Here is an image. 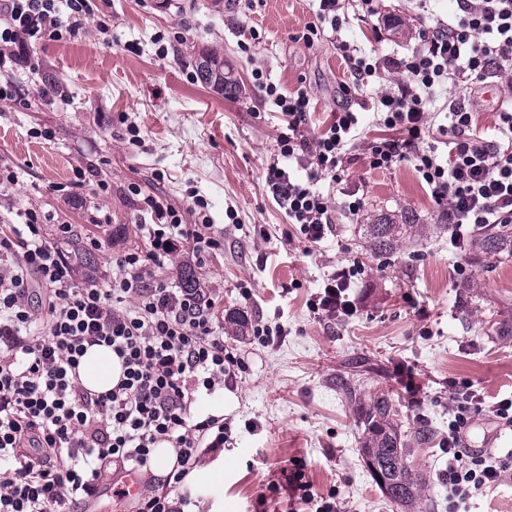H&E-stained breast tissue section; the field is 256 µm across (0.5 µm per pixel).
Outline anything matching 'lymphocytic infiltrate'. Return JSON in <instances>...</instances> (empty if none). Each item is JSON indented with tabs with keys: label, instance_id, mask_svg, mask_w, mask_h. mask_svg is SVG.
Wrapping results in <instances>:
<instances>
[{
	"label": "lymphocytic infiltrate",
	"instance_id": "lymphocytic-infiltrate-1",
	"mask_svg": "<svg viewBox=\"0 0 512 512\" xmlns=\"http://www.w3.org/2000/svg\"><path fill=\"white\" fill-rule=\"evenodd\" d=\"M345 0H318L315 20L296 34L314 45L325 32L348 21ZM90 11L89 0H0V99L17 97L10 77L31 64L41 39L76 34ZM419 43L401 57L373 58L339 41L354 77L344 96L376 80L377 124L399 139L369 143V164L390 169L412 160L442 205L456 242L492 224H512V0H457L447 20L421 25ZM400 75L390 85L391 75ZM253 84L287 118L276 139L275 159L265 182L289 223L311 242L332 228L333 202L318 184L342 182L343 158L357 138L359 118L343 109L320 133H312L311 99L305 89L285 94L253 71ZM478 91L495 85L504 93L492 138L477 133L469 99L448 96V119L440 126L447 157L422 149L426 105L437 87ZM297 159L305 172L286 165ZM18 177L0 163V208L15 209ZM128 192L145 219L141 242L110 256L101 277L78 280L63 249L72 225L49 224L41 207L15 209L17 223L0 225V512H77L99 495L111 472L150 471L152 451L166 442L176 450L169 474L181 483L204 451L225 442L223 419H197V393L234 386L238 359L224 351L214 313L220 291L183 288L160 272L184 255L202 261L222 250L224 236L212 224L210 202L188 190L189 212L163 197ZM353 268L336 270L309 302L315 314L350 317L356 307L347 291ZM106 346L121 360L123 376L112 390L94 393L79 381L88 347ZM512 425V397L486 404L470 386L452 396L448 422V467L441 475L447 512H472L475 499L512 481V449L468 450L460 433L484 408Z\"/></svg>",
	"mask_w": 512,
	"mask_h": 512
}]
</instances>
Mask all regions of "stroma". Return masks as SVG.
Masks as SVG:
<instances>
[{"label": "stroma", "instance_id": "obj_1", "mask_svg": "<svg viewBox=\"0 0 512 512\" xmlns=\"http://www.w3.org/2000/svg\"><path fill=\"white\" fill-rule=\"evenodd\" d=\"M370 21L350 19L340 39L377 55L402 56L416 44L419 20L447 19L454 0H377ZM310 0H93L77 35L39 43V71L22 68L12 81L32 99L0 100V160L14 167L16 207L47 206L56 222L88 236L98 229L89 211L108 216L107 257L134 246L136 207L129 184L187 207L195 188L211 202L209 215L224 248L205 257L200 283L222 289L224 346L240 357L237 386L224 390V512H310L288 487L303 469L314 498L336 512H404L373 479L360 450L362 428L345 390L363 400L388 394L401 411L399 431L427 430L415 452L434 512H445L440 475L448 466L444 441L453 388L466 383L486 403L512 395V238L499 261L484 267L479 251L459 249L442 206L412 162L374 169L368 142L375 86L352 100L362 133L348 154L342 182L322 192L363 198L358 216L337 213L325 238L309 242L273 199L265 169L284 127L279 110L252 84L262 68L285 91L306 88L312 129L342 108L350 74L336 47H313L293 36L314 22ZM107 30H100V23ZM259 40L239 44L250 30ZM184 41H174V33ZM220 52L238 80L237 97L190 79L203 54ZM142 143L124 139L126 123ZM47 128L51 139L33 137ZM106 180L62 197L75 167ZM401 225L393 247L378 252L371 227ZM359 273L348 290L357 311L348 318L311 312L309 301L340 267ZM263 329V336L252 333ZM413 376L417 395L402 381ZM512 446V427L479 414L461 436L466 448Z\"/></svg>", "mask_w": 512, "mask_h": 512}]
</instances>
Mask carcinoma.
<instances>
[{
    "instance_id": "1",
    "label": "carcinoma",
    "mask_w": 512,
    "mask_h": 512,
    "mask_svg": "<svg viewBox=\"0 0 512 512\" xmlns=\"http://www.w3.org/2000/svg\"><path fill=\"white\" fill-rule=\"evenodd\" d=\"M196 74L202 84L217 87L228 98L236 97L239 82L224 71V59L217 54L203 56L196 66ZM397 229V224L373 225L375 247L387 250ZM508 233L507 224L485 229L480 239L481 252L490 257L498 254ZM356 412L363 426L362 455L376 482L392 499L407 507V512H432L429 500L421 491V477L414 464L415 447L425 443L426 437L416 431L409 439H402L398 433L400 410L385 394L367 403L356 402Z\"/></svg>"
}]
</instances>
